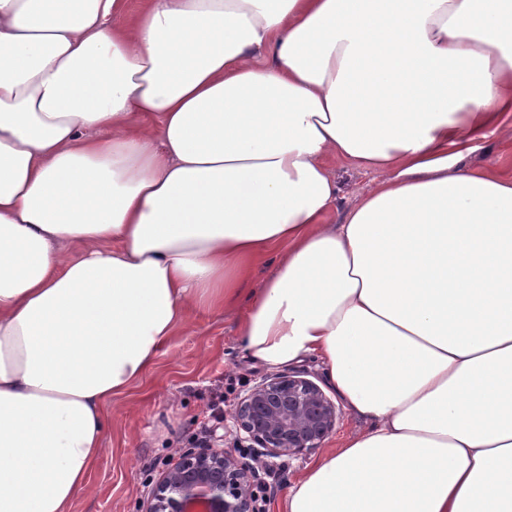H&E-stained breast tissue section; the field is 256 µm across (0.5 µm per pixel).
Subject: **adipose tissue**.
I'll list each match as a JSON object with an SVG mask.
<instances>
[{"instance_id":"adipose-tissue-1","label":"adipose tissue","mask_w":512,"mask_h":512,"mask_svg":"<svg viewBox=\"0 0 512 512\" xmlns=\"http://www.w3.org/2000/svg\"><path fill=\"white\" fill-rule=\"evenodd\" d=\"M492 137L512 0H0V512H70L104 405L242 298L243 355L364 422L280 512H512ZM333 159L378 179L337 224ZM481 145V148L475 150L466 160L470 167L491 172L499 171L503 167L512 168V155H503L494 137Z\"/></svg>"}]
</instances>
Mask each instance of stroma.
<instances>
[{"label":"stroma","mask_w":512,"mask_h":512,"mask_svg":"<svg viewBox=\"0 0 512 512\" xmlns=\"http://www.w3.org/2000/svg\"><path fill=\"white\" fill-rule=\"evenodd\" d=\"M268 374L240 351L235 313L189 310L151 370L107 404L102 448L71 512H141L168 463L182 449L210 444L240 397ZM319 455L312 450L260 475L266 512H278L289 486Z\"/></svg>","instance_id":"35a3bbf8"}]
</instances>
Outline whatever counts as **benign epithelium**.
<instances>
[{
  "instance_id": "7a95c632",
  "label": "benign epithelium",
  "mask_w": 512,
  "mask_h": 512,
  "mask_svg": "<svg viewBox=\"0 0 512 512\" xmlns=\"http://www.w3.org/2000/svg\"><path fill=\"white\" fill-rule=\"evenodd\" d=\"M340 413L309 379L264 377L236 409L234 447L182 450L152 488L145 512H265L254 463L262 459L272 469L278 458L321 447Z\"/></svg>"
}]
</instances>
